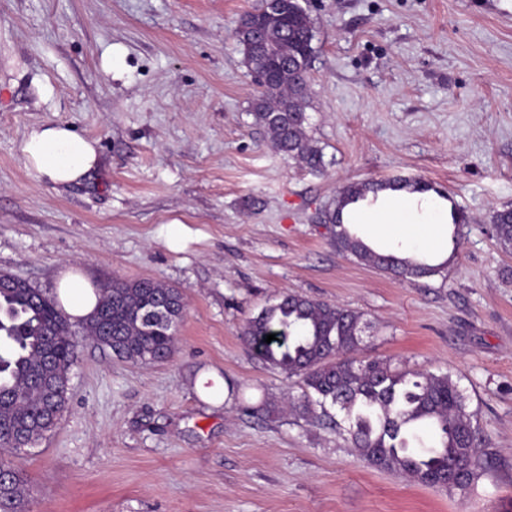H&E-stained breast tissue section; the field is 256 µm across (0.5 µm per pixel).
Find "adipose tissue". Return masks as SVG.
I'll list each match as a JSON object with an SVG mask.
<instances>
[{"label": "adipose tissue", "instance_id": "ef3b65f1", "mask_svg": "<svg viewBox=\"0 0 512 512\" xmlns=\"http://www.w3.org/2000/svg\"><path fill=\"white\" fill-rule=\"evenodd\" d=\"M20 151L29 172L55 187L81 182L98 163L96 143L64 121L32 127L23 137ZM357 235L371 247H385L415 258L428 251L449 257L448 211L426 195L408 191L387 192L376 206L357 214ZM65 311L82 318L93 311L98 297L86 275L66 266L58 280Z\"/></svg>", "mask_w": 512, "mask_h": 512}]
</instances>
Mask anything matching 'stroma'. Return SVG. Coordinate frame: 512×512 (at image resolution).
<instances>
[{"mask_svg":"<svg viewBox=\"0 0 512 512\" xmlns=\"http://www.w3.org/2000/svg\"><path fill=\"white\" fill-rule=\"evenodd\" d=\"M316 26L312 170L255 125L234 36L261 0H0V271L55 294L181 291L175 352L141 365L72 325L68 407L13 457L27 512H512V9L503 0H301ZM62 120L98 165L56 189L19 151ZM428 183L457 207L455 258L396 278L337 252L347 183ZM285 293L360 312L357 359L451 374L488 467L447 491L371 466L346 431L291 411L298 378L255 359L246 322ZM493 231L503 248H512V210H503L496 213L493 221Z\"/></svg>","mask_w":512,"mask_h":512,"instance_id":"1","label":"stroma"}]
</instances>
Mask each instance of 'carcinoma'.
Here are the masks:
<instances>
[{"label": "carcinoma", "mask_w": 512, "mask_h": 512, "mask_svg": "<svg viewBox=\"0 0 512 512\" xmlns=\"http://www.w3.org/2000/svg\"><path fill=\"white\" fill-rule=\"evenodd\" d=\"M265 39L280 44L277 57L244 62L250 71L272 74L253 106L255 124L272 147L311 169L322 167L321 149L307 135L309 79L288 81L285 61L308 73L315 57V24L300 0H281L280 17L250 13ZM425 192L428 186L400 181H365L344 186L328 220L336 226V250L350 253L396 276H434L443 265L379 252L352 235L343 223L346 207L377 198L386 190ZM500 245L512 248V210L494 216ZM82 329L116 356L154 363L171 356L174 332L184 315L178 289L151 279L112 281L98 290ZM362 316L335 304L286 294L244 326L247 348L275 370L304 386L297 408L304 414L328 407L344 413L347 432L371 465L404 474L421 484L448 490L470 485L483 468L474 414L466 411L458 383L447 373L400 371L384 360L348 357L361 344ZM275 340L266 343V335ZM0 434L24 428L22 443L35 447L67 407L75 345L70 318L58 301L32 285L0 289ZM0 512H25L26 480L0 460Z\"/></svg>", "instance_id": "cac0c4a2"}]
</instances>
